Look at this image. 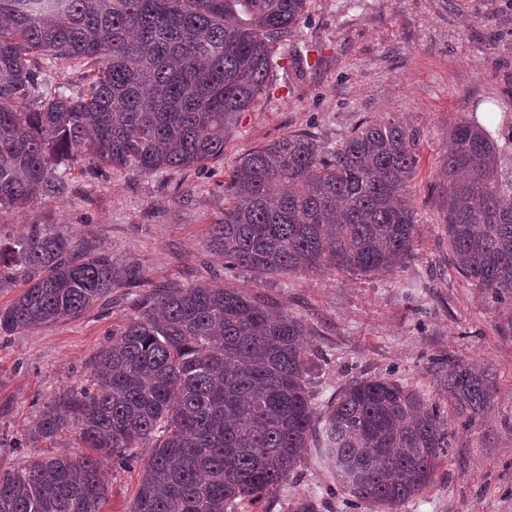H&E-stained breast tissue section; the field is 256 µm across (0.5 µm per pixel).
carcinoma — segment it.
<instances>
[{
	"label": "carcinoma",
	"mask_w": 512,
	"mask_h": 512,
	"mask_svg": "<svg viewBox=\"0 0 512 512\" xmlns=\"http://www.w3.org/2000/svg\"><path fill=\"white\" fill-rule=\"evenodd\" d=\"M305 4L0 0V211L67 196L60 167L79 155L142 175L224 158ZM61 64L82 69L86 89L49 81ZM450 139L440 177L455 268L494 302L512 300V170L502 167L512 135L500 144L473 122ZM418 166L413 134L392 114L334 148L290 133L235 160L209 247L229 273L391 270L414 250ZM18 273L0 336L76 317L135 276L49 224L0 249V278ZM307 333L269 300L210 282L141 296L96 353L92 389L60 392L15 444L72 431L94 455L24 456L0 471V512H100L102 461L127 466L137 448L151 452L130 512H240L280 489L311 447L354 512H398L448 456V412L382 376L344 385L316 421ZM440 383L458 418L482 421L495 393L485 369L458 363Z\"/></svg>",
	"instance_id": "cac0c4a2"
}]
</instances>
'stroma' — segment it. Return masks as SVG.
Masks as SVG:
<instances>
[{
    "instance_id": "35a3bbf8",
    "label": "stroma",
    "mask_w": 512,
    "mask_h": 512,
    "mask_svg": "<svg viewBox=\"0 0 512 512\" xmlns=\"http://www.w3.org/2000/svg\"><path fill=\"white\" fill-rule=\"evenodd\" d=\"M278 52L287 81L242 114L223 161L145 177L121 168L95 175L83 160L67 197L0 212V248L27 225L50 224L137 269L134 285L113 289L77 317L0 336V469L19 462L14 442L44 405L88 385L91 360L141 295L213 280L268 296L308 323L315 354L308 388L319 412L357 378L388 376L443 402L439 360L486 368L496 387L486 420L467 427L449 415L447 458L400 512H512V303H493L456 271L439 177L458 123L479 121L497 140L512 133V0H308L302 24ZM390 114L414 134L420 156L415 250L403 267L263 280L225 274L206 240L224 216V182L239 154L299 131L333 145L360 122ZM136 454L131 466L107 467L101 512H129L149 451ZM334 487L312 449L262 507L291 512L306 499L317 512H349Z\"/></svg>"
}]
</instances>
